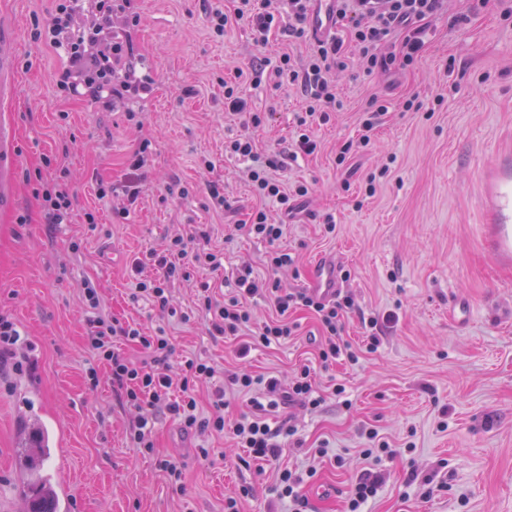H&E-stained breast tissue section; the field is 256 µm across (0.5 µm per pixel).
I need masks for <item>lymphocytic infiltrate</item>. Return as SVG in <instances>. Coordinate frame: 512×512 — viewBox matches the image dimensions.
I'll use <instances>...</instances> for the list:
<instances>
[{"label":"lymphocytic infiltrate","mask_w":512,"mask_h":512,"mask_svg":"<svg viewBox=\"0 0 512 512\" xmlns=\"http://www.w3.org/2000/svg\"><path fill=\"white\" fill-rule=\"evenodd\" d=\"M50 17L42 44L60 48L64 59L55 76L57 89L67 97L87 98L104 109H111L125 99L146 93L149 77L137 76L135 53L130 29L138 22L133 0H95V14L85 26H77L75 18L81 13L80 0H50ZM454 0H338L337 17L343 36L312 37L308 34V16L312 0H231L229 8H215L209 15L213 36H223L234 24H245L255 45H265L276 31L288 33L295 40H309L305 56L295 58L284 53L278 62L265 57H253L247 69H239L233 78L224 82V110L241 119L243 126L260 127L265 121L261 112L251 111L241 93L242 85L273 88L288 85L303 96L306 106L295 124L297 137L289 146L275 155L260 158L254 138L246 133L224 143V152L233 158L247 161L246 178L260 207L253 210L242 228L247 236L256 238L269 247L266 265L271 271L291 267L295 259L280 245L284 226L267 211V203H276L281 213H292L297 199L308 196L307 184L285 183L280 173L286 159L298 154L318 152L319 143L311 134L313 123L328 124L333 112L342 102L336 91V73L348 67L346 47L358 50V66L363 74L396 66L402 69L414 64L426 45L430 23L452 12ZM149 139H142L134 150L129 166L131 176L123 185L98 182L99 196L122 194L128 203H135L141 193L142 169L148 161ZM211 236L199 230L189 236L170 239L160 252L149 251L135 258L133 268L141 272L136 282L138 292L151 299L160 310L169 305V283L175 278H189L190 268L219 270L224 265L222 252L206 246ZM149 266L163 269L160 278L144 276ZM266 290L276 315L262 323H255L243 299ZM83 297L96 315L90 320L86 344L93 357L107 366L113 387L135 409L136 415L129 431L132 447L142 454L154 457L159 471L175 486L182 485L185 463L174 453L157 451L155 420L158 414L177 418L186 431L209 432L223 435L245 448L249 458L274 461L283 452V439L294 436L291 425L271 426L265 420L267 411L287 403L310 410L319 408L327 396L343 397V385L333 386L330 394H323L315 385L309 366H301L288 389H281L274 377L252 374L247 369L231 373L230 384L237 392L249 397L250 412L236 417L227 415L230 405L223 386L217 385V367L208 360L194 357L185 359L180 367H173L176 347L171 336L158 331L152 336L129 323L100 313L101 301L96 288L82 285ZM350 295L336 292L324 298L309 290L281 292L277 281L258 285L251 266L238 268L234 295L219 299L210 285L198 290L197 309L201 313L209 336L243 337L240 356H247L252 346L265 347L281 343L294 336L298 323L290 321L289 312L304 310L311 313L319 325L322 341L317 354L322 365L335 363L340 356L356 361L344 342L343 319L353 311ZM124 340L147 351L151 359L139 362L125 356L116 346ZM209 387V407L201 409L198 399L200 387Z\"/></svg>","instance_id":"1"}]
</instances>
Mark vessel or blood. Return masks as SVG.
<instances>
[{
    "instance_id": "obj_1",
    "label": "vessel or blood",
    "mask_w": 512,
    "mask_h": 512,
    "mask_svg": "<svg viewBox=\"0 0 512 512\" xmlns=\"http://www.w3.org/2000/svg\"><path fill=\"white\" fill-rule=\"evenodd\" d=\"M336 26V0H315L309 29L320 36ZM17 87L14 35L0 28V105L13 100ZM17 134L12 117L0 115V209L12 207L16 199ZM481 205L487 223L494 230L496 258L512 261V160L498 161L484 170ZM336 264L324 259L318 265L311 289L328 297L336 291Z\"/></svg>"
}]
</instances>
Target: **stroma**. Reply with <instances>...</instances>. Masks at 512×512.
<instances>
[{
	"label": "stroma",
	"instance_id": "1",
	"mask_svg": "<svg viewBox=\"0 0 512 512\" xmlns=\"http://www.w3.org/2000/svg\"><path fill=\"white\" fill-rule=\"evenodd\" d=\"M219 0H136L140 22L132 30L139 68L154 79L149 95L131 109L106 111L59 95L57 53L45 52L35 34L48 18L47 0H0V24L11 28L18 50L19 81L11 104L18 129V176L13 208L0 212V315L22 330L29 367L0 363V512H22L18 434L35 419L47 433H61L58 455L45 465L72 484L67 512H224L234 497L240 512H288L271 487L279 469L317 470L303 492L310 512H343L352 481L380 469L384 483L368 512H512V264L492 254L490 227L481 208L482 171L497 153L512 148V16L502 0H458L471 21L433 23L425 51L409 69L364 75L358 66L340 73L343 107L329 124L315 126L317 153L299 157L283 173L308 184V201L285 220L283 248L296 265L277 273L284 290L301 289L314 265L327 256L347 270L339 287L358 307L345 320L343 338L357 362L323 368L317 358V323L301 312L294 339L256 347L238 358L239 338L213 340L200 320L180 323L151 301L135 297L130 266L170 238L205 225L211 244L223 249L218 271L194 268L175 281L169 304L195 308L201 283L229 293L236 268L250 263L268 279L265 243L237 226L257 201L241 161L225 157L224 142L243 133L224 112V77L256 53L274 58L303 55L306 43L271 37L256 48L246 26L210 34L208 16ZM419 96L426 108L405 112L401 102ZM252 111L268 113L254 136L270 154L293 137V119L304 102L292 89L248 86ZM389 112L369 146H358L351 170L336 166L337 147L359 138V118L371 97ZM135 120H128V112ZM152 142L146 179L127 217L99 197L97 179L124 180L127 159L141 138ZM65 155L60 173L72 187L74 206L62 223H47L39 193L44 157ZM214 170L203 175L202 161ZM390 166L374 196L368 174ZM224 184L228 210L215 213L205 179ZM180 183L185 193L170 196ZM96 225L84 222L86 211ZM336 220L333 233L317 214ZM92 281L103 309L146 333L165 328L179 353L201 354L224 373L244 368L288 383L309 365L323 390L346 388L344 407L329 397L316 411L294 407L268 416L293 418L296 441L279 460L237 466L233 440L187 435L178 420L160 415V451L186 462L182 489L172 487L152 458L132 448L127 432L135 412L112 389L106 367L96 366L83 336L90 312L80 288ZM395 315L377 350L367 348L363 316ZM96 367L97 381L87 376ZM372 427L391 444L381 464L364 458ZM328 442L329 456L313 448ZM207 447L209 459L197 456ZM417 479L408 482V469ZM252 489L241 497L242 486Z\"/></svg>",
	"mask_w": 512,
	"mask_h": 512
}]
</instances>
